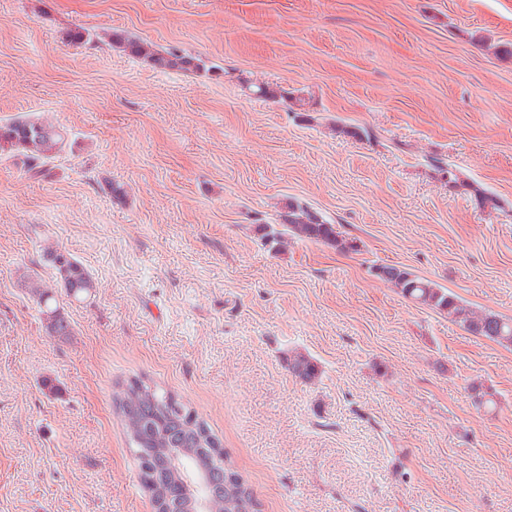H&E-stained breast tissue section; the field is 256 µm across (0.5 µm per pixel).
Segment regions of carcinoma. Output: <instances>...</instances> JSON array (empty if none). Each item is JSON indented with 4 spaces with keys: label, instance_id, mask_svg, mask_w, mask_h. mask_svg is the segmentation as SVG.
I'll return each mask as SVG.
<instances>
[{
    "label": "carcinoma",
    "instance_id": "cac0c4a2",
    "mask_svg": "<svg viewBox=\"0 0 512 512\" xmlns=\"http://www.w3.org/2000/svg\"><path fill=\"white\" fill-rule=\"evenodd\" d=\"M108 39L113 47L156 69L199 71L204 68L201 61L174 48L159 49L123 30L111 31ZM334 131L359 140L372 136L366 128L339 123L334 124ZM67 141V134L60 127L39 116L20 115L0 124V150H8L10 157L22 164L33 178L48 174ZM430 163L448 177V187L464 189L480 210L492 213L502 209L498 196L462 179L460 172L443 159L433 157ZM256 231L277 251L291 240L344 251L358 250L356 241L342 237L336 225L295 199L288 200L284 206L281 223L258 224ZM44 258L52 269L50 277L28 274L24 277V286L39 304L47 333L67 337L72 335L73 329L57 305L58 293L78 299L92 294L96 283L90 271L66 251L47 247ZM373 272L402 297L448 317L466 332L512 348V319L477 309L456 293L407 267L378 265ZM286 361L288 371L305 383L317 381L322 374L318 362L306 353L292 350ZM469 391L475 406H496L494 393L484 382H472ZM113 407L124 422L139 479L150 496L154 512H194L193 494L184 484L186 476L172 464L178 456L183 457L182 468L197 467L204 471L212 512H260L252 489L234 466L221 440L175 395L137 376L126 380L114 397Z\"/></svg>",
    "mask_w": 512,
    "mask_h": 512
}]
</instances>
